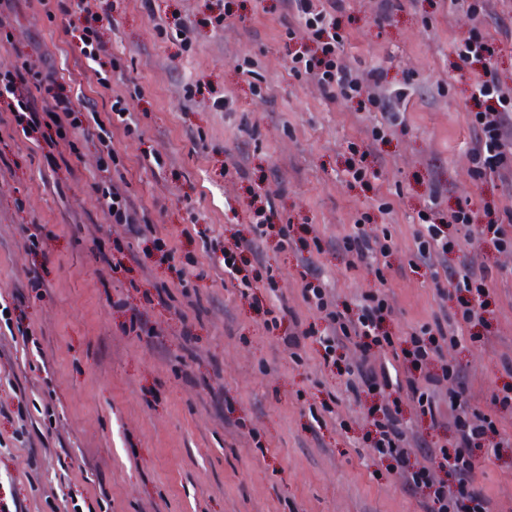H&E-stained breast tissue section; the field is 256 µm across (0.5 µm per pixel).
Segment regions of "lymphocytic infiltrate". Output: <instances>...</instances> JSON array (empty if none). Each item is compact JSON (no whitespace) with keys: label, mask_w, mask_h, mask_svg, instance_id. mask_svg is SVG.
Wrapping results in <instances>:
<instances>
[{"label":"lymphocytic infiltrate","mask_w":512,"mask_h":512,"mask_svg":"<svg viewBox=\"0 0 512 512\" xmlns=\"http://www.w3.org/2000/svg\"><path fill=\"white\" fill-rule=\"evenodd\" d=\"M344 0H286L288 13L301 19L310 42L316 50H308L295 41L286 44L289 70L297 77L317 82L325 91L347 100L357 101L360 107L379 108L391 113L393 91L386 88L379 72L369 79H361L340 61L343 43L336 22ZM0 46L12 50L14 64L0 72V99L6 107L0 111V126L21 131L36 143L48 162H55L60 144H67L70 152H77V137L94 139L105 149L107 159L101 170H108V161L114 158L111 148L112 129L128 113L126 100L115 97L108 113L92 114L84 118L72 101V94L61 82L54 65H33L27 54L16 48L11 35L0 38ZM495 53L494 40L480 27H472L458 59L462 66L481 65L483 72L471 85V98L484 103V110L471 115V124L478 137L470 149L472 176L482 180L496 173L502 179L512 180V91L504 89L496 72L490 67ZM105 212L113 223L126 225L132 237H140L139 212L126 192L117 185L103 187ZM422 224L414 233L417 256L431 261L445 256L452 241L449 230L477 232L479 238L490 240L497 251L512 252V212L491 217L481 227H474L469 210L460 207L451 210L446 220L437 223L429 214H421ZM252 239H237L225 243L224 275L238 281L254 250L255 239L276 233L279 246L293 243L290 225L272 228L265 208L254 210ZM343 251L349 265L365 261L386 263L392 250L388 238L372 237L353 230L343 240ZM491 273L488 267L462 264L447 281L455 293L461 294V309L448 323H435L411 329L402 336L392 335L386 327L394 310L384 295H362L354 307H342L331 300L325 284L318 275L303 279L301 296L309 306L323 315L325 326L321 332L290 327L282 337L291 356H299L308 340H315L323 350L324 364H336L337 351L347 347L358 348L361 358L348 364L346 388L354 395L371 396V428L365 440L379 459L390 461L402 475L404 483L423 495V512H492L491 501L477 487L474 479L475 454L498 456L504 448L512 447V440L503 439L496 426L494 411H512V386L507 385L492 397L493 412L472 405L462 393L459 364L442 359L444 347L461 346L466 327L480 323L489 294ZM384 351L378 362H370L372 349ZM409 399L414 416H407L401 401ZM450 412L451 439L429 449L435 468L412 464L411 440L415 436L414 421L427 422L430 429L440 428L443 412Z\"/></svg>","instance_id":"1"}]
</instances>
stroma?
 Returning <instances> with one entry per match:
<instances>
[{
    "label": "stroma",
    "instance_id": "stroma-1",
    "mask_svg": "<svg viewBox=\"0 0 512 512\" xmlns=\"http://www.w3.org/2000/svg\"><path fill=\"white\" fill-rule=\"evenodd\" d=\"M399 2L388 21L378 0H345L336 18L342 63L363 77L380 71L402 93L401 122L379 141L380 112L290 74L280 0H152L147 9L93 0L115 62L105 88L41 0L0 5L32 64L52 55L81 111L142 92L129 102L134 130L115 132L107 173L97 141L52 168L23 134L0 137V155L16 163L0 171V298L25 310L40 347L32 353L0 322V512H421L388 461L372 457L371 417L348 399L344 376L314 344L294 360L263 325L264 310L284 304L302 326L322 327L301 297L312 271L340 303L384 289L389 329L401 333L459 307L437 292L432 270L483 264L492 269L486 322L445 356L460 363L476 406L512 385V254L458 233L434 267L411 262L419 213L464 205L483 224L486 206L512 209L511 183L471 176V75L457 51L473 22L450 0ZM483 23L512 88V0H489ZM354 146L368 153L364 182L348 172ZM108 176L122 179L142 223L195 259L188 291L104 213L93 185ZM257 194L272 203L271 223L310 226L323 251L306 260L258 243L276 287L243 292L225 286L218 253L248 235ZM359 219L366 234L392 236L384 277L343 255ZM35 223L53 233L43 254L20 230ZM102 241L126 245L118 270L102 262ZM162 282L168 308L153 301ZM120 299L140 309L148 334L130 330ZM475 469L493 512H512V447L477 457Z\"/></svg>",
    "mask_w": 512,
    "mask_h": 512
}]
</instances>
